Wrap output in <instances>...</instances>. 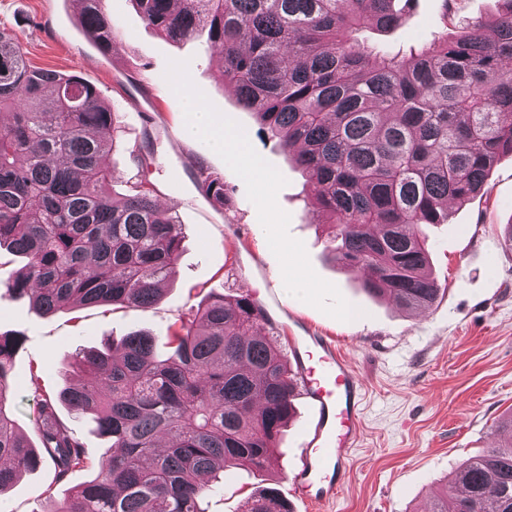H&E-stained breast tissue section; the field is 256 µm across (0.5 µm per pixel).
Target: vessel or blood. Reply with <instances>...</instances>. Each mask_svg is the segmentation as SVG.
<instances>
[{"instance_id":"obj_1","label":"vessel or blood","mask_w":512,"mask_h":512,"mask_svg":"<svg viewBox=\"0 0 512 512\" xmlns=\"http://www.w3.org/2000/svg\"><path fill=\"white\" fill-rule=\"evenodd\" d=\"M293 358L304 394L317 412L314 430L291 476L295 495L307 502H335L344 485L361 429L365 385L334 339L296 336Z\"/></svg>"}]
</instances>
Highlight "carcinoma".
I'll list each match as a JSON object with an SVG mask.
<instances>
[{
  "instance_id": "cac0c4a2",
  "label": "carcinoma",
  "mask_w": 512,
  "mask_h": 512,
  "mask_svg": "<svg viewBox=\"0 0 512 512\" xmlns=\"http://www.w3.org/2000/svg\"><path fill=\"white\" fill-rule=\"evenodd\" d=\"M82 2L83 31L112 51L105 0ZM132 2L171 41L207 33L239 106L308 175L333 259L371 271L369 295L406 311L436 301L420 226L476 197L512 154V0L455 37L398 49L360 39L400 26L396 0ZM115 120L95 88L30 66L0 29V246L26 260L0 290L43 314L149 308L179 260L181 224L155 189L136 177L119 196L109 190ZM199 178L224 204V180ZM262 330L252 298L221 294L161 338L133 331L110 353L79 350L67 367L82 382L37 402L38 449L16 424L15 340L0 334V493L49 462L58 483L78 469L95 476L40 512H204L220 468L272 466L295 411L298 378ZM58 402L90 416L112 453L92 461ZM246 512L290 509L266 487ZM428 512H512V437L460 463Z\"/></svg>"
}]
</instances>
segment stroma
<instances>
[{"label": "stroma", "instance_id": "stroma-1", "mask_svg": "<svg viewBox=\"0 0 512 512\" xmlns=\"http://www.w3.org/2000/svg\"><path fill=\"white\" fill-rule=\"evenodd\" d=\"M499 0H459L456 17L442 0H412L393 46L427 39L457 20L489 17ZM112 51L101 53L81 33L78 0H0V28L12 30L29 61L79 75L118 114L116 144L107 162L112 186L139 176L155 185L160 203L182 224V252L162 300L148 309L96 306L41 315L27 299L0 296V333L21 337L12 359L15 419L29 439L36 398L29 386L56 394L80 375L63 374V361L81 348L102 347L129 332L165 336L210 294L268 296L286 306L265 329L290 350L295 323L338 339L364 380L360 439L351 454L340 497L330 505L293 501V512H426L430 494L465 458L507 438L499 423L512 414V155L491 169L484 194L448 206L440 224L424 225L430 274L440 293L428 308L405 312L368 296L362 269L334 263L322 217L303 172L274 142L260 137L251 113L219 78L218 51L206 37L175 43L144 20L132 0H108ZM198 93L205 108L237 137L241 159L212 153L205 139L186 140L184 96ZM224 180L225 200L202 193L199 168ZM269 174L259 183L255 170ZM304 283L295 292L291 277ZM276 441L269 473L231 469L205 512H241L263 483L289 497L315 421L304 397ZM50 465L24 473L0 493V512H39L47 495L63 497Z\"/></svg>", "mask_w": 512, "mask_h": 512}]
</instances>
